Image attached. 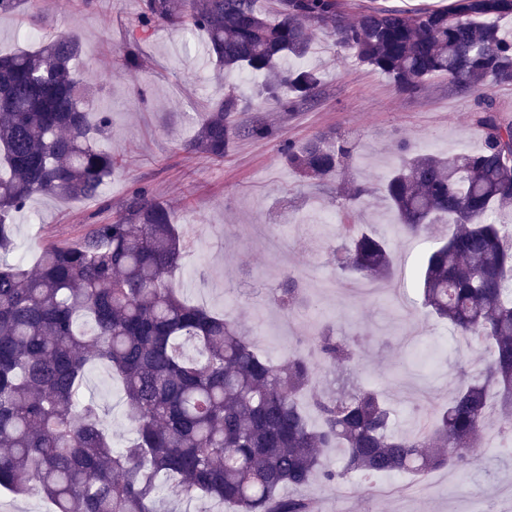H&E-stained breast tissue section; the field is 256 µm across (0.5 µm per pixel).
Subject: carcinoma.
<instances>
[{
    "label": "carcinoma",
    "mask_w": 512,
    "mask_h": 512,
    "mask_svg": "<svg viewBox=\"0 0 512 512\" xmlns=\"http://www.w3.org/2000/svg\"><path fill=\"white\" fill-rule=\"evenodd\" d=\"M29 13L35 0H0V17ZM512 0H448L413 11L364 7L349 16L342 0H142L138 28L165 23L201 31L224 69L261 72L266 93L288 111L308 105L317 74L281 62L304 58L315 34L387 75L402 94L445 76L461 93L512 84ZM81 38L65 30L29 50L0 53V251L13 246L14 213L38 194L71 201L98 197L121 169L101 146L109 113L95 107L98 85L78 65ZM235 92L216 99L186 150L224 160L242 136L265 138L260 119L242 128ZM475 121L483 147L448 159L407 153L377 192L407 237L437 225L443 237L423 254L416 281L421 307L466 341L485 362L410 434L373 386L343 394L316 390L318 363L355 366L360 344L318 327L314 361L288 364L259 353L228 314L191 305L172 275L193 249L171 209L137 187L110 224H94L76 242L50 244L36 266L0 262V492H36L53 512H159L163 490L228 505L233 512H315L312 499L287 487L340 485L353 477L424 479L473 467L472 448L512 457V224L489 215L512 210V124L482 102ZM345 134L288 143L282 155L305 180L326 183L353 161ZM340 215L334 251L339 274L394 279L390 241ZM303 287L286 275L275 289L283 311L297 309ZM122 382L134 422L120 448L102 424V406L79 394L91 366ZM311 393L321 423L301 402ZM497 443H486L489 433ZM341 458L331 465L325 451Z\"/></svg>",
    "instance_id": "obj_1"
}]
</instances>
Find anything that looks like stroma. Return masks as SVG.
<instances>
[{
    "mask_svg": "<svg viewBox=\"0 0 512 512\" xmlns=\"http://www.w3.org/2000/svg\"><path fill=\"white\" fill-rule=\"evenodd\" d=\"M38 2L41 35L76 31L86 44V75L104 80L96 107L111 116L104 146L120 157L122 171L95 199L33 197L16 215L13 248L1 260L30 263L42 245L76 241L91 225L110 223L129 192L145 186L195 239L175 277L177 287L194 304L231 313L261 353L282 362L292 350H309L311 328L276 310L272 296L283 272L315 274L322 282L307 284L304 311L361 339L358 366L325 369L320 388L369 384L383 389L401 431L414 428L431 402L447 401L464 380L462 368L480 364L483 349L410 308L412 288H402L396 298L377 283L361 298L351 288L327 287L342 201L335 183L304 182L288 167L280 146L320 134L352 135L359 147L343 178L354 186H372L398 163L401 145L450 157L479 150L476 94L457 92L444 77L427 81L416 94L400 93L386 75L358 63L320 31L309 55L287 60L288 66L317 71L318 93L307 108L285 112L263 102V76L244 82L239 73L217 67L205 34L186 43L166 25L137 31L142 0H99L90 8L84 0ZM129 48L143 61L133 76L120 68V56ZM230 89L241 103L237 123L263 119L273 137L237 140L221 162L186 153L183 144L194 136L203 113ZM347 210L351 223L374 225L391 239L402 271L411 270L424 245L400 232L381 197H367ZM310 219L323 223V244L315 252L294 231ZM257 277L263 284L255 294L251 287ZM82 393L101 402L114 444L122 446L132 423L117 382L97 366ZM472 454L476 465L464 474L439 469L414 482L380 476L319 484L311 493L317 512H485L492 503L512 512V459L485 448Z\"/></svg>",
    "mask_w": 512,
    "mask_h": 512,
    "instance_id": "1",
    "label": "stroma"
}]
</instances>
